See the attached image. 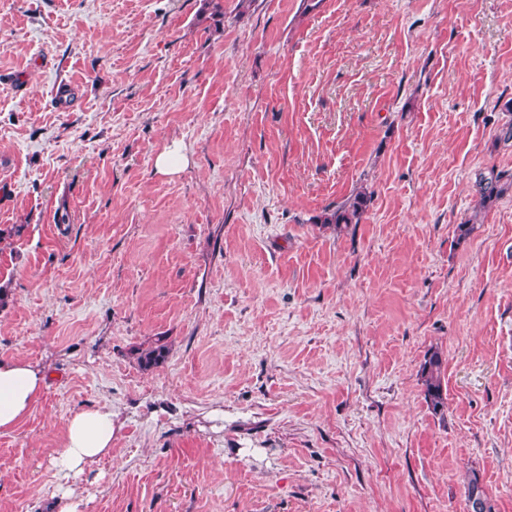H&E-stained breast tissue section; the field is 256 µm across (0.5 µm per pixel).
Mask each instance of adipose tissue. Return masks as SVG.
<instances>
[{"label": "adipose tissue", "mask_w": 512, "mask_h": 512, "mask_svg": "<svg viewBox=\"0 0 512 512\" xmlns=\"http://www.w3.org/2000/svg\"><path fill=\"white\" fill-rule=\"evenodd\" d=\"M47 371L18 357H0V433L12 431L29 413L46 387ZM112 409L93 407L73 413L65 422L64 447L55 461L62 478L79 475L86 466L112 452Z\"/></svg>", "instance_id": "adipose-tissue-1"}]
</instances>
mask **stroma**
<instances>
[{
	"mask_svg": "<svg viewBox=\"0 0 512 512\" xmlns=\"http://www.w3.org/2000/svg\"><path fill=\"white\" fill-rule=\"evenodd\" d=\"M237 4L0 0V356L50 373L0 512L102 404L78 512H512V0ZM186 162L185 155L179 144L173 143L156 158V168L161 173H172ZM504 178L503 172L491 171L489 176H480L476 182L477 192L480 196L481 205H486L497 200L504 192L501 181ZM370 193L365 190L357 191L344 201L336 203L334 207L326 208L320 216H317V223L340 225L359 223L367 203L370 201ZM169 346L166 337L158 336L147 348L139 347L135 355L139 366L145 370L157 368L163 364L168 356ZM443 364L440 352L432 351L420 368V376L425 386V398L433 413L441 416L445 408Z\"/></svg>",
	"mask_w": 512,
	"mask_h": 512,
	"instance_id": "stroma-1",
	"label": "stroma"
}]
</instances>
